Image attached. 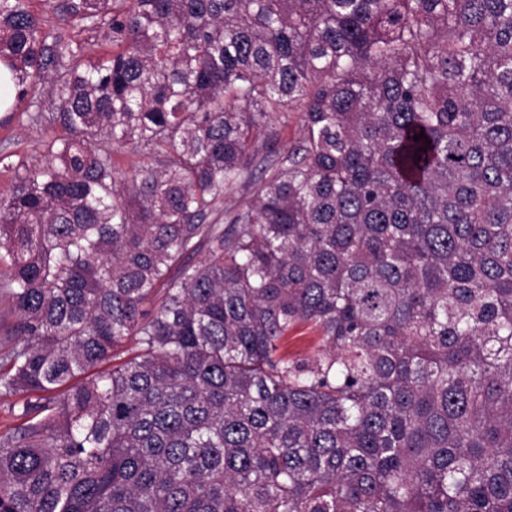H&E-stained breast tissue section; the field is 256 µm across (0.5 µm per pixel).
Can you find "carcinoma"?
<instances>
[{"label": "carcinoma", "mask_w": 512, "mask_h": 512, "mask_svg": "<svg viewBox=\"0 0 512 512\" xmlns=\"http://www.w3.org/2000/svg\"><path fill=\"white\" fill-rule=\"evenodd\" d=\"M42 2L0 0V512H512V0ZM279 141L277 146L278 152H286L288 148H291L298 144L301 139L302 132L300 128V122L293 114L292 118L288 121L285 126H279ZM37 137L33 129L22 128L15 123L7 126L0 125V156L19 153L28 154L37 159L39 154L34 152V147L31 146ZM318 345V337L315 333L304 331L288 338L284 342L283 350L288 355L311 353Z\"/></svg>", "instance_id": "obj_1"}]
</instances>
